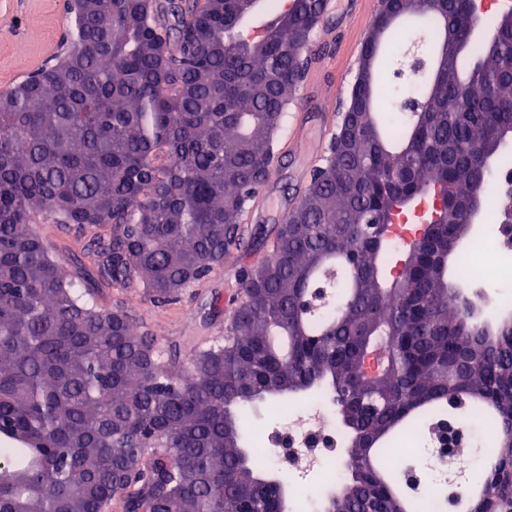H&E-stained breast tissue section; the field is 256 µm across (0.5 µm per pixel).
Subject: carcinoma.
Listing matches in <instances>:
<instances>
[{
  "instance_id": "cac0c4a2",
  "label": "carcinoma",
  "mask_w": 512,
  "mask_h": 512,
  "mask_svg": "<svg viewBox=\"0 0 512 512\" xmlns=\"http://www.w3.org/2000/svg\"><path fill=\"white\" fill-rule=\"evenodd\" d=\"M79 0L64 57L0 92V512H287V487L243 445V408L327 389L354 445L321 512H416L417 483L388 445L453 409L493 420L498 446L461 485L434 483L442 512H487L512 491V317L491 325L446 259L467 208L508 152L512 13L495 41L448 48L437 92L393 129L378 65L399 22L443 48L455 12L397 0L373 24L348 136L241 270L228 334L186 362L104 286L169 304L245 248L246 205L278 160L274 137L304 77L324 0ZM271 13L251 36L247 21ZM437 199L398 276L383 281L390 227ZM85 239L68 269L39 231ZM383 352V374L362 372Z\"/></svg>"
}]
</instances>
